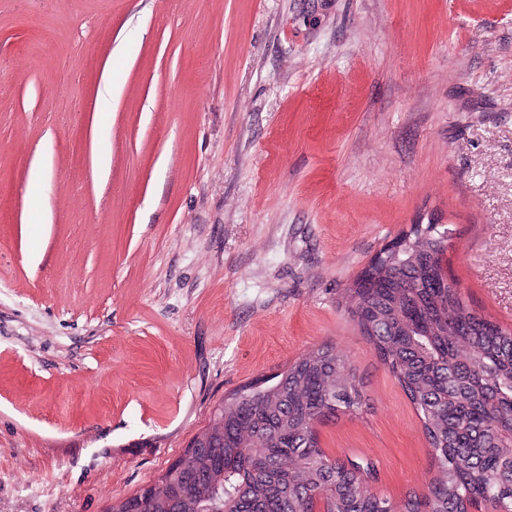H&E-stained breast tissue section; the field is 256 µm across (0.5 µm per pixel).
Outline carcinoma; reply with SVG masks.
Segmentation results:
<instances>
[{
  "instance_id": "obj_1",
  "label": "carcinoma",
  "mask_w": 512,
  "mask_h": 512,
  "mask_svg": "<svg viewBox=\"0 0 512 512\" xmlns=\"http://www.w3.org/2000/svg\"><path fill=\"white\" fill-rule=\"evenodd\" d=\"M448 231L428 224L371 262L346 306L423 419L436 463L401 512H512V329L475 312L443 274ZM362 406L350 364L319 347L216 407L209 447L170 468L144 512H395L359 491L358 465L328 456L317 427Z\"/></svg>"
}]
</instances>
